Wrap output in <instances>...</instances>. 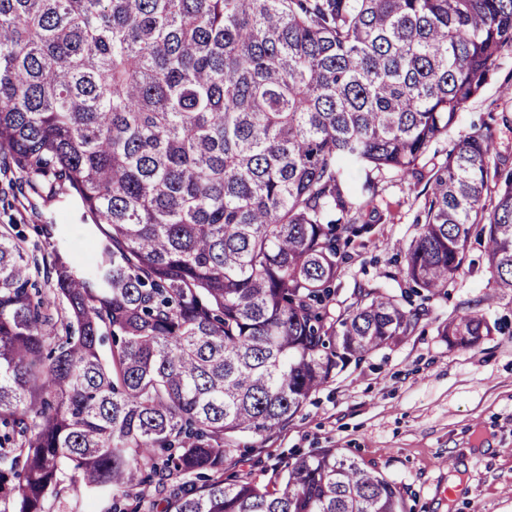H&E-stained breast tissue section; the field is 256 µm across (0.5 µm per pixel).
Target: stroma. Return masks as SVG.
Instances as JSON below:
<instances>
[{
    "label": "stroma",
    "instance_id": "35a3bbf8",
    "mask_svg": "<svg viewBox=\"0 0 512 512\" xmlns=\"http://www.w3.org/2000/svg\"><path fill=\"white\" fill-rule=\"evenodd\" d=\"M512 53L504 54L481 94L462 112L456 134L490 124L501 168L512 170ZM420 188L384 175L373 206L379 216L370 233L356 238L336 283V309H345L361 285L384 283L400 295L407 285L396 273L403 245L417 234ZM14 224L29 247L64 245L84 266H94L92 236L73 198L44 203L0 174V225ZM52 225V236L41 228ZM471 260L447 295L429 301L416 331L395 347L378 349L347 365L313 393L288 426L261 439L238 441L232 472L267 483L276 466L294 463L320 448H336L399 486L409 512H512V292L497 288L478 241ZM478 312L491 333L469 348L439 333L448 318ZM455 487L454 496L446 488Z\"/></svg>",
    "mask_w": 512,
    "mask_h": 512
}]
</instances>
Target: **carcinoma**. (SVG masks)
Listing matches in <instances>:
<instances>
[{
  "mask_svg": "<svg viewBox=\"0 0 512 512\" xmlns=\"http://www.w3.org/2000/svg\"><path fill=\"white\" fill-rule=\"evenodd\" d=\"M507 51L512 0H0V161L74 197L98 254L0 225V512H407L334 448L224 473L427 315L380 285L331 312L374 173L424 183L409 288L448 294L474 234L512 289V173L490 127L452 136ZM72 512H109L112 497L87 494L82 489L69 494Z\"/></svg>",
  "mask_w": 512,
  "mask_h": 512,
  "instance_id": "carcinoma-1",
  "label": "carcinoma"
}]
</instances>
